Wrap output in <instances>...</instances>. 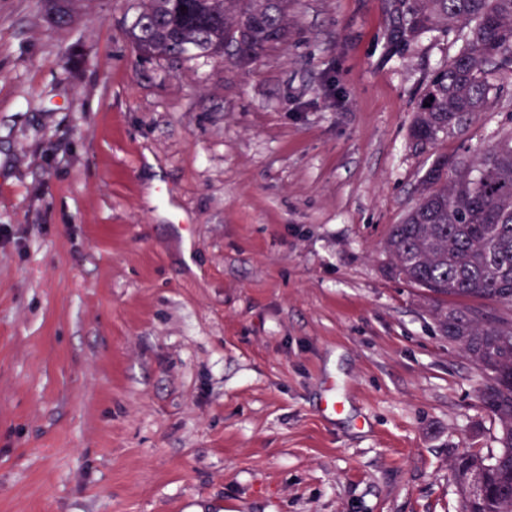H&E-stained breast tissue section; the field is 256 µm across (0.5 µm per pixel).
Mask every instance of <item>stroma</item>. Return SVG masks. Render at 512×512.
Instances as JSON below:
<instances>
[{
    "label": "stroma",
    "mask_w": 512,
    "mask_h": 512,
    "mask_svg": "<svg viewBox=\"0 0 512 512\" xmlns=\"http://www.w3.org/2000/svg\"><path fill=\"white\" fill-rule=\"evenodd\" d=\"M136 7L0 0V512H460L498 424L382 245L512 86L421 149L462 29L402 50L385 0H291L244 71L138 59ZM80 0H44L47 14L56 15L55 26L60 29L69 28L78 19L81 11Z\"/></svg>",
    "instance_id": "stroma-1"
}]
</instances>
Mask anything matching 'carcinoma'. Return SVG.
I'll use <instances>...</instances> for the list:
<instances>
[{
    "label": "carcinoma",
    "instance_id": "cac0c4a2",
    "mask_svg": "<svg viewBox=\"0 0 512 512\" xmlns=\"http://www.w3.org/2000/svg\"><path fill=\"white\" fill-rule=\"evenodd\" d=\"M290 0H139L125 33L141 59L189 50L248 68L288 44ZM55 26L78 19L81 0H44ZM395 42L465 28L464 46L435 71L410 126L417 147L461 134L512 83V0H402L387 10ZM392 277L424 289L448 341L477 367L473 390L499 426V452L458 456L460 512H512V130L471 155L436 156L418 198L384 241ZM484 481L479 495L468 484Z\"/></svg>",
    "mask_w": 512,
    "mask_h": 512
}]
</instances>
